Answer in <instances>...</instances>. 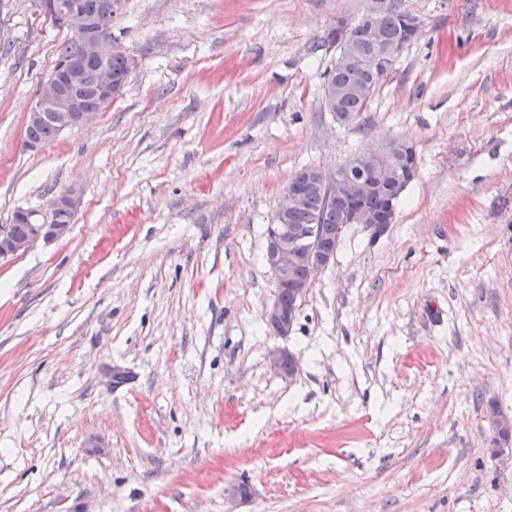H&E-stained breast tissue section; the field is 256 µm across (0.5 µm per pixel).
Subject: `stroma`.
Returning <instances> with one entry per match:
<instances>
[{
  "label": "stroma",
  "instance_id": "stroma-1",
  "mask_svg": "<svg viewBox=\"0 0 512 512\" xmlns=\"http://www.w3.org/2000/svg\"><path fill=\"white\" fill-rule=\"evenodd\" d=\"M0 8V226L81 189L70 234L0 261V512H512V0L422 21L357 126L320 42L367 0H121L95 123L23 146L70 31ZM390 139L417 171L347 226L288 336L264 231L302 168ZM292 351L285 380L267 354Z\"/></svg>",
  "mask_w": 512,
  "mask_h": 512
}]
</instances>
